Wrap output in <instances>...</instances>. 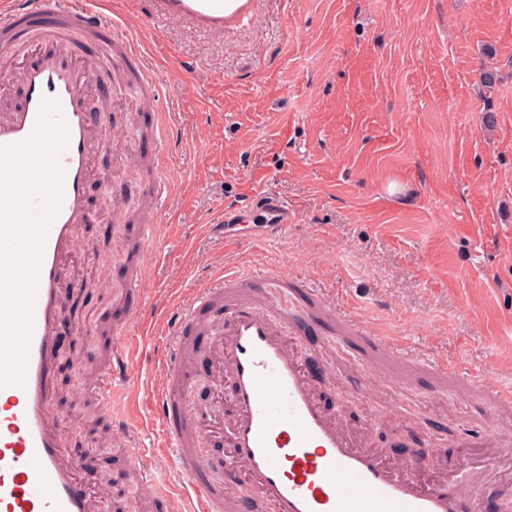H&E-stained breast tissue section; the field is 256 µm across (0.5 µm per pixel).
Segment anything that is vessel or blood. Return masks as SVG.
<instances>
[{
  "mask_svg": "<svg viewBox=\"0 0 512 512\" xmlns=\"http://www.w3.org/2000/svg\"><path fill=\"white\" fill-rule=\"evenodd\" d=\"M255 3L153 0L157 11L217 30L241 23ZM35 13L41 16L35 49L16 70L0 72L1 82L17 88L13 107L0 113V147L27 140L47 100L58 105L67 143L56 158L62 194L43 242L23 380L0 386V512H100L66 446L53 404L57 336L65 321L63 286L72 278L78 230L92 220L88 189L94 158L111 148L104 134L108 113L88 106L99 84L80 60L94 54L107 64L131 68L143 93L156 83L133 38L117 22L72 9L66 0L45 14L37 0H10L0 9V29L22 37ZM287 223V203L264 191L255 201L225 211L211 230L245 238L258 229L279 234ZM270 286L293 295L296 311L272 315ZM207 320L217 323L209 351L230 398L197 408L185 397L184 356L198 325ZM291 327L301 334L322 327L342 342L373 350L392 346L386 338L368 335L357 318L336 313L285 271L268 284L249 273L225 271L218 283L198 288L188 304L171 312L166 353L158 365L163 381L151 396V410L165 452L185 481L186 512H255L260 505L270 512H463L448 488L473 480V473L464 469L425 485L414 476L413 462L390 463L351 433L325 409L301 358L289 349L285 334ZM128 363L120 341L111 342L98 386L104 409H111L117 393L133 388ZM211 434L226 437L225 479L247 475L253 495L227 494L225 479L211 476V465L199 451Z\"/></svg>",
  "mask_w": 512,
  "mask_h": 512,
  "instance_id": "1",
  "label": "vessel or blood"
}]
</instances>
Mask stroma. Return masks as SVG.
Here are the masks:
<instances>
[{
	"mask_svg": "<svg viewBox=\"0 0 512 512\" xmlns=\"http://www.w3.org/2000/svg\"><path fill=\"white\" fill-rule=\"evenodd\" d=\"M72 2L116 17L137 40L175 133L142 309L116 302L137 233L101 207L115 197L137 203L144 178L130 166L115 173L110 153L98 160L89 192L97 217L82 227L74 259L90 287L66 293L78 329L64 338L71 358L100 350L107 316L132 350L135 404L116 413L133 448L108 421L102 443L78 420L100 372L55 374L66 444L87 449L81 477L103 512H154L147 465L181 498L149 413L162 313L228 267H288L371 335L393 339L397 351L374 354L313 332L290 343L327 410L366 427L388 455L403 459L433 440L447 464L478 462L480 449L460 443L478 425L512 449V404L481 392L512 383V0H258L248 22L225 32L151 15L148 0ZM486 71L496 77L489 87ZM99 78L121 107L107 137L134 143V99L117 72ZM262 190L294 212L285 231L209 238L224 207ZM415 358L447 362L457 381L433 388L427 373H406ZM365 370L374 383L359 394L352 379Z\"/></svg>",
	"mask_w": 512,
	"mask_h": 512,
	"instance_id": "35a3bbf8",
	"label": "stroma"
}]
</instances>
